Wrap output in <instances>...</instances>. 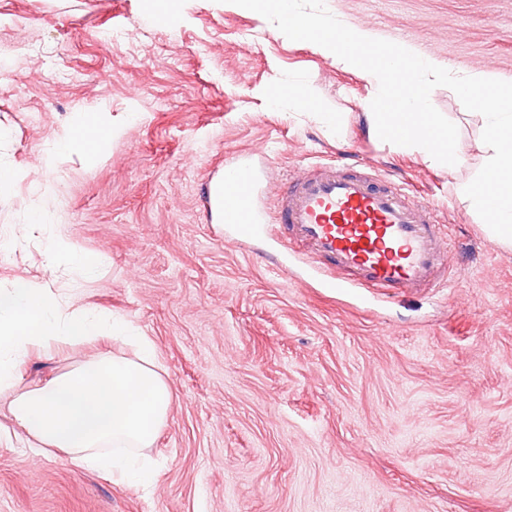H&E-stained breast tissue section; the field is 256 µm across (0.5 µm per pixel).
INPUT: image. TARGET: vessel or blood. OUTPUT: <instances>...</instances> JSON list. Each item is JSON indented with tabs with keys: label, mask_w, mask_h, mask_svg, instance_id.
I'll return each mask as SVG.
<instances>
[{
	"label": "vessel or blood",
	"mask_w": 512,
	"mask_h": 512,
	"mask_svg": "<svg viewBox=\"0 0 512 512\" xmlns=\"http://www.w3.org/2000/svg\"><path fill=\"white\" fill-rule=\"evenodd\" d=\"M260 174L248 157L225 165L205 202L242 238L263 223ZM288 244L319 263L333 288L414 293L435 287L447 266L442 221L403 185L356 165L321 164L289 178L271 218Z\"/></svg>",
	"instance_id": "1"
}]
</instances>
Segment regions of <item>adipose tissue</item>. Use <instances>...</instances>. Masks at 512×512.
<instances>
[{"label": "adipose tissue", "mask_w": 512, "mask_h": 512, "mask_svg": "<svg viewBox=\"0 0 512 512\" xmlns=\"http://www.w3.org/2000/svg\"><path fill=\"white\" fill-rule=\"evenodd\" d=\"M103 338L130 346L131 354H98L45 384H24L22 366L32 351L49 354ZM0 392L10 393L16 427L38 447L58 449L75 465L121 483L153 482L147 451L168 419L173 393L152 341L123 322L29 280L1 290Z\"/></svg>", "instance_id": "obj_1"}]
</instances>
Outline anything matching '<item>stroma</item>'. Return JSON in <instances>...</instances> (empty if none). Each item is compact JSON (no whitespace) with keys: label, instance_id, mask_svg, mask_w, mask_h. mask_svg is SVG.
Here are the masks:
<instances>
[{"label":"stroma","instance_id":"35a3bbf8","mask_svg":"<svg viewBox=\"0 0 512 512\" xmlns=\"http://www.w3.org/2000/svg\"><path fill=\"white\" fill-rule=\"evenodd\" d=\"M175 2L160 15L148 0H0V239L14 240L0 290L35 280L124 321L153 341L174 393L147 489L37 453L0 398V512H512V247L456 192L484 163L480 118L435 88L464 164L398 154L368 132L359 68L231 2ZM326 6L453 74L512 82V0ZM292 88L340 133L267 102ZM84 110L98 117L93 155L75 143ZM245 154L269 196L340 155L411 184L451 243L448 285L330 288L271 233L237 240L203 193ZM59 232L102 259L95 279L44 271ZM97 350L31 356L23 381Z\"/></svg>","mask_w":512,"mask_h":512}]
</instances>
